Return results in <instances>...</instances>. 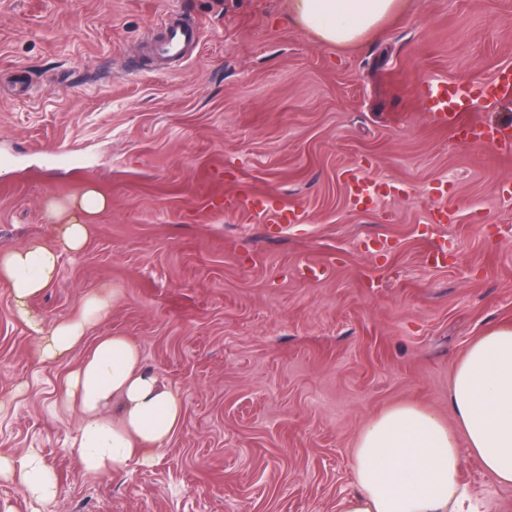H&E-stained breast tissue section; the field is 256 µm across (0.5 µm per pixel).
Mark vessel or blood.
I'll list each match as a JSON object with an SVG mask.
<instances>
[{"mask_svg": "<svg viewBox=\"0 0 512 512\" xmlns=\"http://www.w3.org/2000/svg\"><path fill=\"white\" fill-rule=\"evenodd\" d=\"M201 35L199 24L185 20L166 21L158 51L163 58L178 59L184 56L189 46L198 44ZM488 104L512 100V70L502 71L491 83L481 89L471 90L459 83L437 80L429 83L423 93V101L433 120L443 126L455 124L460 113L472 108L476 100ZM470 140L474 143L495 142L502 150L512 149V128L478 124L472 126ZM251 209L271 212L276 223H295L299 215L295 208L284 205L269 207L267 200L259 197L250 201Z\"/></svg>", "mask_w": 512, "mask_h": 512, "instance_id": "obj_1", "label": "vessel or blood"}]
</instances>
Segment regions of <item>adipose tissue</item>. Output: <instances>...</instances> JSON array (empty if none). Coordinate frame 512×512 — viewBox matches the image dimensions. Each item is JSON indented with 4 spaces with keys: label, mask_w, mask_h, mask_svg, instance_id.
<instances>
[{
    "label": "adipose tissue",
    "mask_w": 512,
    "mask_h": 512,
    "mask_svg": "<svg viewBox=\"0 0 512 512\" xmlns=\"http://www.w3.org/2000/svg\"><path fill=\"white\" fill-rule=\"evenodd\" d=\"M403 0H293L292 17L320 43L358 45L396 16ZM107 204L90 189L53 204L58 232L52 243L34 242L0 253V281L11 288L16 315L39 340V360L66 357L110 304L108 292L88 297L81 311L44 328L29 303L58 274L61 256L87 242L91 216ZM64 400L81 413L70 442L82 469L118 472L129 462L151 464L182 427L177 390L142 365L139 346L120 335L101 337L70 372ZM118 401L113 417L103 407ZM448 407L456 423L415 402H401L363 424L352 449L353 489L336 512H458L466 496L460 475L476 459L498 484L512 486V324L494 327L472 343L454 367ZM24 489L28 512H48L56 495L54 474L37 452L21 460L0 455V480Z\"/></svg>",
    "instance_id": "ef3b65f1"
}]
</instances>
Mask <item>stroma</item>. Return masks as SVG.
Masks as SVG:
<instances>
[{"instance_id":"stroma-1","label":"stroma","mask_w":512,"mask_h":512,"mask_svg":"<svg viewBox=\"0 0 512 512\" xmlns=\"http://www.w3.org/2000/svg\"><path fill=\"white\" fill-rule=\"evenodd\" d=\"M173 13L202 34L166 69L146 36ZM508 67L512 0H404L350 48L315 42L289 0H0V252L51 241L49 202L97 189L106 209L30 310L50 326L114 294L40 361L0 281V454L38 451L51 512H336L361 426L403 401L447 412L457 361L512 324V153L461 142L419 99ZM353 174L384 197L354 205ZM112 334L179 390L185 421L153 463L99 477L69 446L78 410L50 406ZM461 480L512 512L477 461ZM251 209L258 212H271L273 219L278 224H293L298 218L299 214L296 209L288 205H282L279 208H270L267 200L259 197H253L249 201Z\"/></svg>"}]
</instances>
